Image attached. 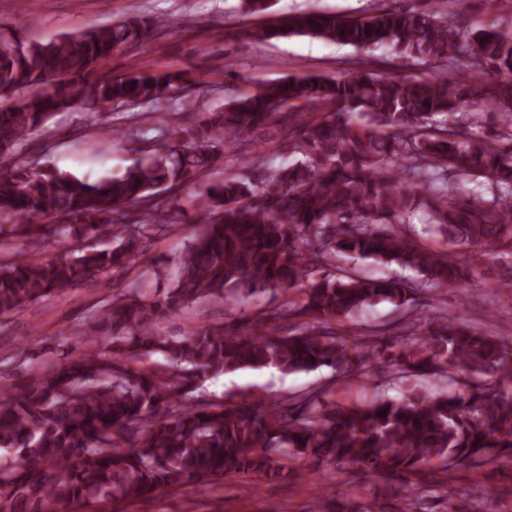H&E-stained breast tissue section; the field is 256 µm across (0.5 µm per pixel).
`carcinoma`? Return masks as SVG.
<instances>
[{"label": "carcinoma", "instance_id": "obj_1", "mask_svg": "<svg viewBox=\"0 0 512 512\" xmlns=\"http://www.w3.org/2000/svg\"><path fill=\"white\" fill-rule=\"evenodd\" d=\"M457 2L363 17L289 12L253 40L385 47L428 70L373 73L367 56L338 77L290 75L245 92L194 126L114 127L151 145L122 174L95 181L35 173L13 153L63 112L194 107L186 71L111 68L115 54L174 22L132 16L49 39L0 38V247L28 243L0 259V321L81 283L118 275L132 284L78 324L50 371L0 385V512L133 504L224 477L252 492L300 477L308 460L406 485L436 461L449 471L512 460V346L461 316L409 307L423 291L466 294L471 259L512 247V23L501 15L470 29ZM257 136L260 179L207 180L224 151ZM282 147L302 160L272 170ZM186 184L198 186L191 204L202 216L193 237L171 258H145L172 231L168 198ZM418 211L452 250L412 240ZM101 236L112 246L84 244ZM341 255L417 277L369 278L337 265ZM265 291L280 305L242 323L157 329L159 317L194 303L233 311ZM381 302L406 311L395 343L336 333L335 323ZM157 354L163 368L137 366ZM322 367L370 384L375 397L336 405L327 386L294 403L199 395L243 368ZM426 376L439 388L418 384Z\"/></svg>", "mask_w": 512, "mask_h": 512}]
</instances>
